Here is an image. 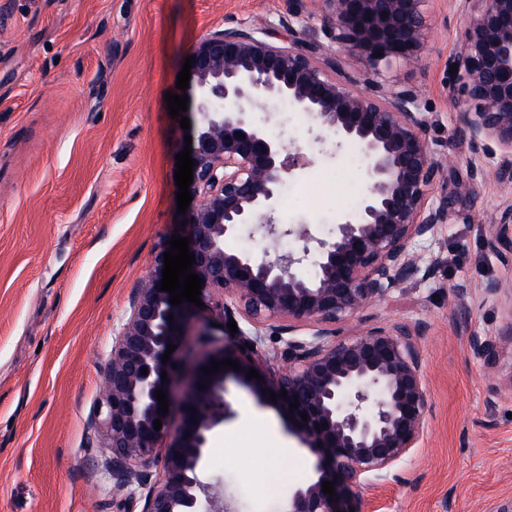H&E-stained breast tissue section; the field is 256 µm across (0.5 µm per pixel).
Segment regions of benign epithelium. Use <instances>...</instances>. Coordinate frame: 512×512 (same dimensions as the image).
<instances>
[{
	"instance_id": "obj_1",
	"label": "benign epithelium",
	"mask_w": 512,
	"mask_h": 512,
	"mask_svg": "<svg viewBox=\"0 0 512 512\" xmlns=\"http://www.w3.org/2000/svg\"><path fill=\"white\" fill-rule=\"evenodd\" d=\"M316 2L323 42L301 36L296 10L288 14L286 34L239 22L201 35L191 52L190 189L198 203L184 222L196 259L191 271L204 280V306L170 304L171 295L161 290L163 249L154 257L155 274L132 290L112 338L95 414L97 447L110 452L115 512H226L223 485L203 481L202 473L210 438L231 415L224 398L229 378L260 403L270 399L267 389L277 395L276 404L288 412V431L316 458L313 474L289 489L279 512H363L360 489L387 481L427 430L420 328L363 326L354 334L351 328L403 280L429 279L443 263L417 246L451 217L448 198L433 194L444 164L427 138L432 119L419 94L375 83L361 87L342 75L341 59L357 53L371 67L413 61L423 0ZM461 2L475 13L461 51L450 61L458 67V91L470 104L462 125L472 145L491 155L501 152L495 176L512 184V0ZM378 51L382 56H375ZM285 100L337 143L358 145L365 160L366 189L353 211L338 213L336 235L329 239L277 223L281 190L302 158L288 152L253 112ZM246 224L260 225L275 241L293 236L298 246L273 258L228 248L226 242ZM493 236L512 255L511 203L503 206ZM307 262L311 276L299 271ZM199 310L225 330L235 320V342L216 339L209 326L199 333L207 352L196 356L189 350L181 357L175 350L163 362L167 345L180 344L182 320ZM267 329L277 340L271 350ZM505 342L512 343V325L496 336H470L488 371ZM228 358L241 371L202 373ZM252 368L261 380L247 377ZM164 371L169 377L190 373L185 418L174 435L170 415L158 412L155 397ZM295 401L298 409L291 412ZM158 461L159 471L153 469ZM325 481L334 483L331 497L323 493Z\"/></svg>"
}]
</instances>
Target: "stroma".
Wrapping results in <instances>:
<instances>
[{"mask_svg": "<svg viewBox=\"0 0 512 512\" xmlns=\"http://www.w3.org/2000/svg\"><path fill=\"white\" fill-rule=\"evenodd\" d=\"M293 0H0V512H113L106 449L92 419L112 337L136 284L172 235L176 156L186 133L164 100L195 40L239 22L279 26ZM418 62L370 68L344 57L352 78L416 89L437 150L454 164L434 188L453 204L428 248L444 262L430 279L403 280L363 313L367 324L417 326L428 428L395 478L361 491L364 512H500L512 505V345L492 374L469 345L512 323V280L492 227L512 186L501 158L461 132L467 104L448 63L473 14L460 0H424ZM269 126L306 165L284 185L280 223L319 237L365 190L356 145L320 137L278 103ZM470 287L458 300L454 287ZM232 415L214 434L203 478L238 512H276L305 481L314 456L287 416L227 381Z\"/></svg>", "mask_w": 512, "mask_h": 512, "instance_id": "35a3bbf8", "label": "stroma"}]
</instances>
